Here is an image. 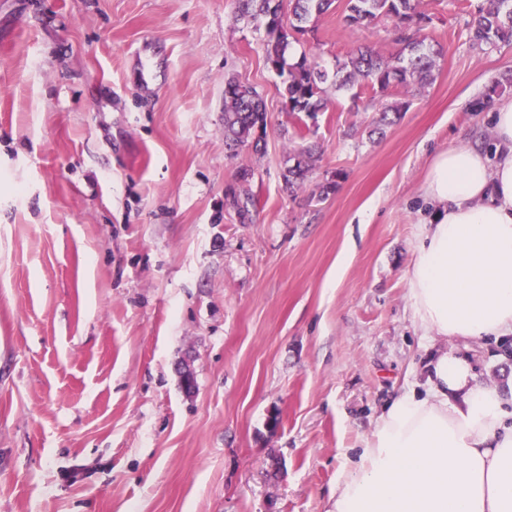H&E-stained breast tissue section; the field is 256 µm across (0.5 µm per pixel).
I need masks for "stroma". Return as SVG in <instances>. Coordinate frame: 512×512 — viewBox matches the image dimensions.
Returning a JSON list of instances; mask_svg holds the SVG:
<instances>
[{"label": "stroma", "instance_id": "1", "mask_svg": "<svg viewBox=\"0 0 512 512\" xmlns=\"http://www.w3.org/2000/svg\"><path fill=\"white\" fill-rule=\"evenodd\" d=\"M480 4L421 0L436 80L392 89L372 137L366 87L287 111L238 0H0V512H325L440 349L512 377V335H426L406 281L433 155L490 143L473 105L512 77V45H471ZM357 46L400 49L335 0L293 51L330 71ZM230 77L264 100L262 152L224 146ZM317 160L316 152L312 146L301 145L294 149L288 157V166L283 175L286 186L289 190L294 189L305 181L308 175L314 170Z\"/></svg>", "mask_w": 512, "mask_h": 512}]
</instances>
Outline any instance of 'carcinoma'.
<instances>
[{"instance_id": "cac0c4a2", "label": "carcinoma", "mask_w": 512, "mask_h": 512, "mask_svg": "<svg viewBox=\"0 0 512 512\" xmlns=\"http://www.w3.org/2000/svg\"><path fill=\"white\" fill-rule=\"evenodd\" d=\"M334 0H289L290 9L283 13L281 3L274 0H239L241 16L260 21L267 33L265 61L285 85L286 107L290 112L308 117L328 109L323 84L330 83L336 90H351L366 86L384 96L393 86L408 91L422 92L435 81L437 61L441 49L419 36L413 29L426 19L419 10L420 0H346L344 22L349 27L369 25L381 19L391 21L402 44L399 53L385 58L377 52L358 47L337 62L336 71L328 73L316 68L303 56L294 63L286 61L289 39L305 32L304 24L311 16L327 12ZM471 41L480 52L493 50L502 44H512V0H490V6L479 8L470 24ZM406 104L384 103L379 116L372 121L370 134L381 135L392 123L389 115H399ZM267 127V112L260 94L234 78L224 86V142L236 151L243 146L258 148ZM317 160L312 146L301 145L288 157L291 165L284 174L288 189L300 185L314 170ZM230 204L236 209L240 223L250 220L252 199L231 191Z\"/></svg>"}]
</instances>
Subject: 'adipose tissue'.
I'll return each mask as SVG.
<instances>
[{
	"instance_id": "adipose-tissue-1",
	"label": "adipose tissue",
	"mask_w": 512,
	"mask_h": 512,
	"mask_svg": "<svg viewBox=\"0 0 512 512\" xmlns=\"http://www.w3.org/2000/svg\"><path fill=\"white\" fill-rule=\"evenodd\" d=\"M492 145L451 147L422 186L429 209L406 270L414 322L441 339L512 335V100L492 112ZM327 512H512V380L479 384L439 351L426 390L394 398Z\"/></svg>"
}]
</instances>
